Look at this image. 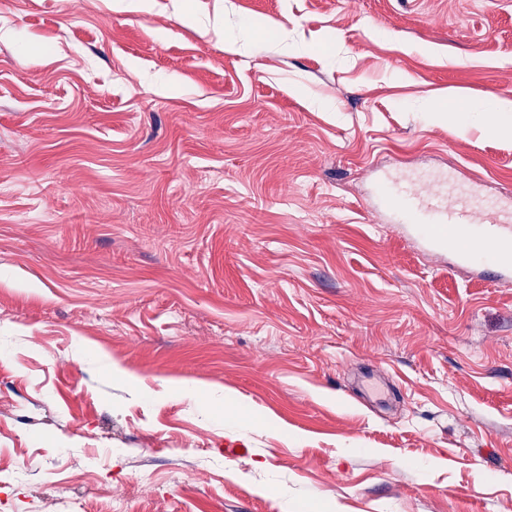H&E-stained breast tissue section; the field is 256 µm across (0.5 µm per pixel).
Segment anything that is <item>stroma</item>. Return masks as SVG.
Returning <instances> with one entry per match:
<instances>
[{"instance_id":"obj_1","label":"stroma","mask_w":512,"mask_h":512,"mask_svg":"<svg viewBox=\"0 0 512 512\" xmlns=\"http://www.w3.org/2000/svg\"><path fill=\"white\" fill-rule=\"evenodd\" d=\"M112 2L0 0V512H512V281L375 197L512 196L422 108L512 98V0Z\"/></svg>"}]
</instances>
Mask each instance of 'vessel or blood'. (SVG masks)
Here are the masks:
<instances>
[{
  "label": "vessel or blood",
  "mask_w": 512,
  "mask_h": 512,
  "mask_svg": "<svg viewBox=\"0 0 512 512\" xmlns=\"http://www.w3.org/2000/svg\"><path fill=\"white\" fill-rule=\"evenodd\" d=\"M376 193L396 223L409 225L429 251L447 254L457 266L512 278L511 211L499 208L488 218L475 197L446 196L388 178L378 182Z\"/></svg>",
  "instance_id": "obj_1"
}]
</instances>
